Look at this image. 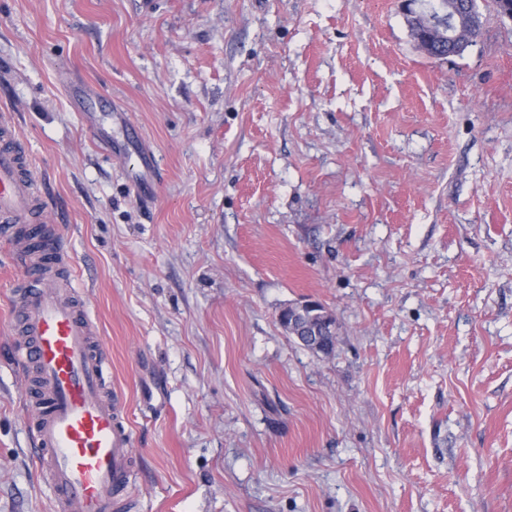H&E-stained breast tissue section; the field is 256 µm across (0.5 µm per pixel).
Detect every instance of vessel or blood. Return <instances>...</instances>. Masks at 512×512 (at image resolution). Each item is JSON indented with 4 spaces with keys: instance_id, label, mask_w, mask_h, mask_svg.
Instances as JSON below:
<instances>
[{
    "instance_id": "obj_1",
    "label": "vessel or blood",
    "mask_w": 512,
    "mask_h": 512,
    "mask_svg": "<svg viewBox=\"0 0 512 512\" xmlns=\"http://www.w3.org/2000/svg\"><path fill=\"white\" fill-rule=\"evenodd\" d=\"M38 188L14 116L1 112L0 241L24 270L11 328L22 338L16 359L31 384L25 407L34 459L53 487V512H120L132 435L120 421L121 400L102 389L108 352L93 339V321L58 283L69 254L59 230L43 221Z\"/></svg>"
}]
</instances>
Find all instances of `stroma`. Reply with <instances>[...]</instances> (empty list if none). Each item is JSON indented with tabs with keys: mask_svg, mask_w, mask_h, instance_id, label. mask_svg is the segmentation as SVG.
<instances>
[{
	"mask_svg": "<svg viewBox=\"0 0 512 512\" xmlns=\"http://www.w3.org/2000/svg\"><path fill=\"white\" fill-rule=\"evenodd\" d=\"M479 10L439 60L400 0H0V110L111 354L129 512H512V18ZM20 275L0 248V512H53ZM305 300L331 354L278 322Z\"/></svg>",
	"mask_w": 512,
	"mask_h": 512,
	"instance_id": "35a3bbf8",
	"label": "stroma"
}]
</instances>
